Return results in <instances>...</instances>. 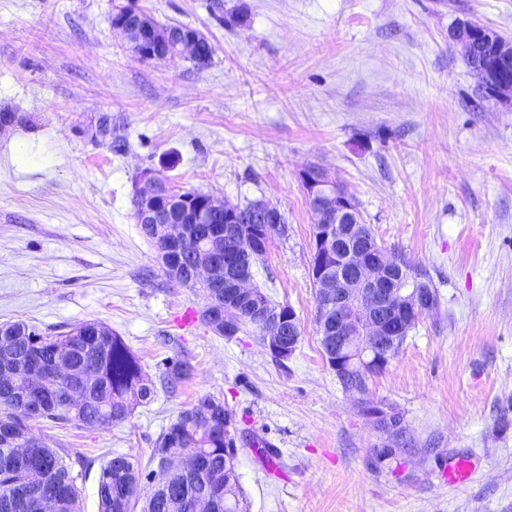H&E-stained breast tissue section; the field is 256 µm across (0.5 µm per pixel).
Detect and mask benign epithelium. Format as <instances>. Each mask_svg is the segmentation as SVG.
<instances>
[{
	"label": "benign epithelium",
	"instance_id": "7a95c632",
	"mask_svg": "<svg viewBox=\"0 0 512 512\" xmlns=\"http://www.w3.org/2000/svg\"><path fill=\"white\" fill-rule=\"evenodd\" d=\"M111 26L130 52L149 62L190 60L208 42L196 28L159 26L142 10L112 15ZM450 38L469 56L479 46L490 49L476 70L481 87L492 89L498 99L512 96V40L471 21L457 24ZM300 179L314 204L312 278L322 303L319 329L336 357V368L343 371L379 353L389 354L398 336L390 332L388 319L398 317L406 327L417 322L432 310L433 291L419 277L405 275L400 258L363 233L352 197L325 169L310 165ZM134 199L135 223L154 230L165 243L157 260L168 280L188 288L224 289V302L255 316L259 339L269 351L282 357L294 353L300 339L295 311L267 310L251 284L249 268L224 260V235L262 244L273 234V226L280 223L276 205L255 200L248 220L236 206L209 193L187 196L149 169L140 173ZM215 215L224 217L223 232L201 235L198 225L211 223ZM186 254L192 257L187 269L182 265ZM373 419L390 439L386 447L398 449L402 435L383 427L389 412L381 409ZM187 463L184 454L172 451L159 461L154 478L160 480Z\"/></svg>",
	"mask_w": 512,
	"mask_h": 512
}]
</instances>
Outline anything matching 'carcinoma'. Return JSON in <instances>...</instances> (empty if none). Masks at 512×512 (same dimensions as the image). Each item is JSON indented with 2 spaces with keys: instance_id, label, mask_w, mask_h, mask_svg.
<instances>
[{
  "instance_id": "obj_1",
  "label": "carcinoma",
  "mask_w": 512,
  "mask_h": 512,
  "mask_svg": "<svg viewBox=\"0 0 512 512\" xmlns=\"http://www.w3.org/2000/svg\"><path fill=\"white\" fill-rule=\"evenodd\" d=\"M269 244L248 240L225 241L224 253L252 251L260 261ZM14 335L0 336V512H39L38 503L52 499L57 512H80L81 488L72 475L70 454L47 446L36 435L34 424L74 423L84 427H112L127 420L135 407L152 400L153 382L140 360L122 337L98 321L77 323L67 331H42L23 321L12 323ZM249 329L256 332L247 312L226 313L224 337ZM69 348L74 373L58 366V348ZM194 367L178 363L166 375L175 388L189 379ZM85 379L81 400L67 402L59 391L73 381ZM371 363H360L337 380L348 391L368 389ZM199 407L210 412V423L199 426L190 414ZM231 411L224 401L202 394L180 411L159 435L149 459L154 465L169 451L181 448L193 453L195 465L167 474L161 485L142 484L141 463L128 454H114L98 476V512H225L224 490H229L231 512H244L239 481L224 485V448L234 443L237 426L227 430L225 417ZM7 441L22 445L23 453L10 456Z\"/></svg>"
}]
</instances>
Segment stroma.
Here are the masks:
<instances>
[{"label":"stroma","instance_id":"obj_1","mask_svg":"<svg viewBox=\"0 0 512 512\" xmlns=\"http://www.w3.org/2000/svg\"><path fill=\"white\" fill-rule=\"evenodd\" d=\"M130 3L201 30L211 65L131 54L109 22ZM465 21L512 39V0H0V110L27 118L0 133V323L102 322L155 386L122 424L42 427L49 447L80 457L81 512H97L110 455L148 461L204 393L237 422L246 512H512V100L481 95L449 37ZM314 164L439 293L362 399L339 385L317 334L299 177ZM146 169L284 213L288 234L253 282L298 317L290 358L246 332L215 335L203 294L167 280L133 218ZM184 359L190 381L167 389ZM364 401L403 417L407 445L381 464ZM254 436L268 458L248 447ZM464 456L474 474L449 485L445 469Z\"/></svg>","mask_w":512,"mask_h":512}]
</instances>
